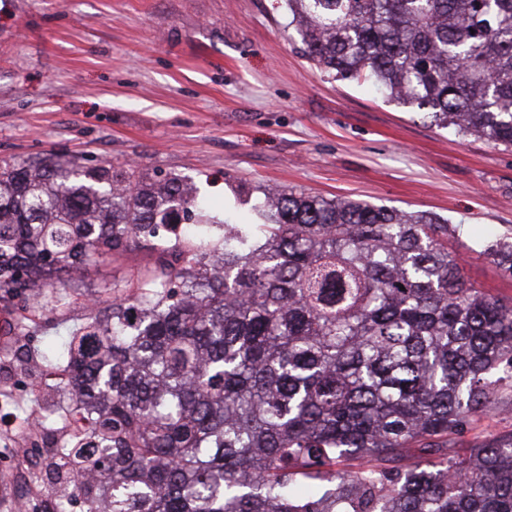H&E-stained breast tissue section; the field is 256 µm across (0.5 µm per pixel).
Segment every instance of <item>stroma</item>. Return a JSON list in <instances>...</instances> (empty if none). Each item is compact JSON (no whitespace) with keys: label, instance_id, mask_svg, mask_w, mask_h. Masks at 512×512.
<instances>
[{"label":"stroma","instance_id":"stroma-1","mask_svg":"<svg viewBox=\"0 0 512 512\" xmlns=\"http://www.w3.org/2000/svg\"><path fill=\"white\" fill-rule=\"evenodd\" d=\"M58 155L186 176L244 224L256 216L237 187L432 212L460 229L448 251L465 279L512 306V278L485 252L512 229V149L324 73L285 0H0V160ZM155 264L140 247L101 261L28 336L0 334V512H46L54 500L47 447L26 426L50 402L52 430H67L49 361L103 288ZM510 433L512 387L453 446L463 454Z\"/></svg>","mask_w":512,"mask_h":512}]
</instances>
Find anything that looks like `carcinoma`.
<instances>
[{"label":"carcinoma","instance_id":"obj_1","mask_svg":"<svg viewBox=\"0 0 512 512\" xmlns=\"http://www.w3.org/2000/svg\"><path fill=\"white\" fill-rule=\"evenodd\" d=\"M286 3L321 70L512 148V0ZM262 194L239 224L179 174L0 163L19 334L84 269L158 253L63 354L56 388L85 426L46 467L88 470L86 512H512V435L448 447L512 383V307L464 281L449 224ZM486 251L512 276V234Z\"/></svg>","mask_w":512,"mask_h":512}]
</instances>
